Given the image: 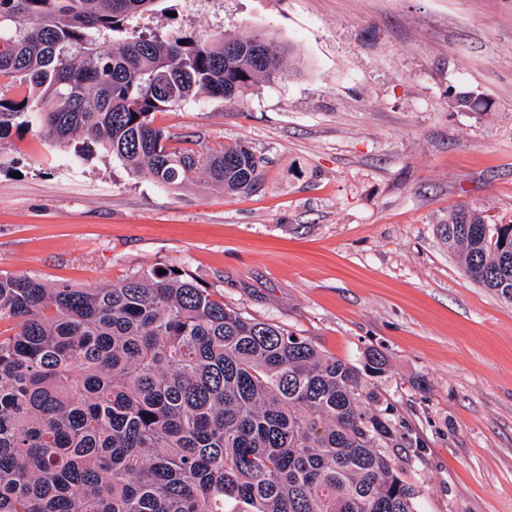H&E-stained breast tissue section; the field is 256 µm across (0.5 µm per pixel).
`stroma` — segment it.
<instances>
[{
  "instance_id": "35a3bbf8",
  "label": "stroma",
  "mask_w": 512,
  "mask_h": 512,
  "mask_svg": "<svg viewBox=\"0 0 512 512\" xmlns=\"http://www.w3.org/2000/svg\"><path fill=\"white\" fill-rule=\"evenodd\" d=\"M130 26L290 48L291 73L240 104L155 115L196 146L251 147L261 187L165 189L102 147L76 162L15 130L0 272L101 288L179 267L338 358L378 350L375 388L425 440L405 467L418 512H512V302L438 230L460 204L512 224V0H160Z\"/></svg>"
}]
</instances>
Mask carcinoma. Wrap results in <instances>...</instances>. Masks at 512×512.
Here are the masks:
<instances>
[{
	"mask_svg": "<svg viewBox=\"0 0 512 512\" xmlns=\"http://www.w3.org/2000/svg\"><path fill=\"white\" fill-rule=\"evenodd\" d=\"M159 0H0V140L81 136L167 189L260 187L249 146L199 150L155 125L203 92L237 103L287 73L263 32L97 38ZM467 277L512 301V224L439 226ZM0 512H416L393 448L424 441L357 366L224 304L182 270L104 288L0 273Z\"/></svg>",
	"mask_w": 512,
	"mask_h": 512,
	"instance_id": "carcinoma-1",
	"label": "carcinoma"
}]
</instances>
